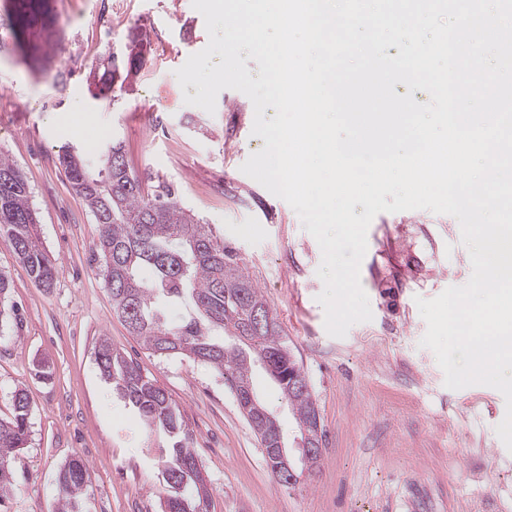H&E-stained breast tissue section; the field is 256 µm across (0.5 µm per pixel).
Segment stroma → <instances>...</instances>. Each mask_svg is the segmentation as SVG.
I'll return each mask as SVG.
<instances>
[{
	"instance_id": "stroma-1",
	"label": "stroma",
	"mask_w": 512,
	"mask_h": 512,
	"mask_svg": "<svg viewBox=\"0 0 512 512\" xmlns=\"http://www.w3.org/2000/svg\"><path fill=\"white\" fill-rule=\"evenodd\" d=\"M57 38L46 60L22 58L0 0V152L22 170L38 236L55 260L39 287L0 240V271L18 316L0 325V418L16 389L30 398V436L14 464L10 512H57L56 474L80 455L90 475L88 512H161L160 462L143 423L95 360L109 339L179 405L210 492L208 512H512V452L496 433L506 413L495 388L452 390L420 340L416 297L430 299L472 274L456 218L427 210L383 212L367 232L360 282L373 318L334 337L317 297L322 251L293 208L244 174L265 146L244 93L222 90L214 113L185 104L195 85L176 76L208 42L191 0H52ZM129 14L115 30L108 9ZM154 50L115 97L93 96L88 74L123 56L131 28ZM121 143L146 191L171 190L232 247L270 305L316 400L323 431L317 466L298 485L272 476L222 375L187 357L152 354L114 314L99 273L98 226L72 190L64 147L100 152Z\"/></svg>"
}]
</instances>
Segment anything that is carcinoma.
Wrapping results in <instances>:
<instances>
[{
	"instance_id": "obj_1",
	"label": "carcinoma",
	"mask_w": 512,
	"mask_h": 512,
	"mask_svg": "<svg viewBox=\"0 0 512 512\" xmlns=\"http://www.w3.org/2000/svg\"><path fill=\"white\" fill-rule=\"evenodd\" d=\"M16 47L28 50L29 32L38 28L54 41L50 0H9ZM143 33H131L126 63L104 58L102 73L90 72L98 94L112 92L117 74L130 76L143 60ZM72 189L99 227L98 250L112 310L147 350L160 357L186 356L206 364L232 390L253 385V369L268 359L266 373L278 386L298 429L322 435L320 415L306 377L267 301L244 272L234 251L208 224L182 207L170 190L145 194L128 168L123 147L114 143L93 174L81 150L67 147L60 157ZM30 191L18 166L0 155V238L25 264L32 279L50 288L57 268L39 244ZM148 268L152 276L142 277ZM179 304L186 315L171 324L165 307ZM102 376L139 415L149 434L163 437L162 478L169 487L164 512H208L209 489L199 466L193 433L165 389L144 375L124 352L102 340L96 348ZM31 406L25 390L13 395V413L0 419V508L14 495L12 461L27 447ZM61 512H86L89 472L79 455L59 469Z\"/></svg>"
}]
</instances>
